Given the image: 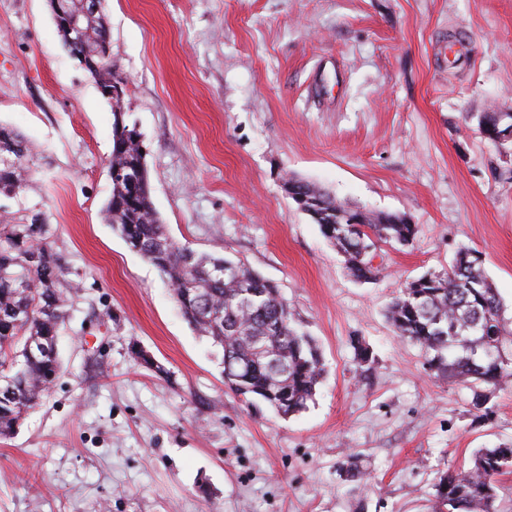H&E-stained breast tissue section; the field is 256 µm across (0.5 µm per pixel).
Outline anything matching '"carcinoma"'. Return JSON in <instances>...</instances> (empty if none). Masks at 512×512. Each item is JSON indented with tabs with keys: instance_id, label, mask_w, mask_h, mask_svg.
<instances>
[{
	"instance_id": "obj_1",
	"label": "carcinoma",
	"mask_w": 512,
	"mask_h": 512,
	"mask_svg": "<svg viewBox=\"0 0 512 512\" xmlns=\"http://www.w3.org/2000/svg\"><path fill=\"white\" fill-rule=\"evenodd\" d=\"M82 16L81 41L92 55L110 42L103 12L83 15V0H66ZM122 122L112 124L109 169L136 174L135 188L111 177L105 219L127 246L170 283L182 317L222 352L224 384L236 395L256 399L288 417L306 409L324 373L314 338L296 322L279 289L241 262L198 253L168 234L151 198L146 155L137 144V122L123 99L110 101ZM32 149L25 136L0 125V197L17 198L31 179ZM322 235L345 257L352 277L375 276L360 242L374 235L402 247L414 224H386L380 213L354 209L307 181H297ZM354 210L359 222L347 224ZM52 242L41 212L0 219V438L11 437L60 371L59 356L27 352L30 338L58 342L75 284ZM387 317L394 331L418 346L430 368L471 382L479 410L488 391L512 379V332L504 304L475 251H458L448 271L409 282L392 300ZM512 467V445L478 449L471 466L449 471L436 485L439 512H497L496 477Z\"/></svg>"
}]
</instances>
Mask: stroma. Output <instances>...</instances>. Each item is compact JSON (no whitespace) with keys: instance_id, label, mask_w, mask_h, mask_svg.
Here are the masks:
<instances>
[{"instance_id":"obj_1","label":"stroma","mask_w":512,"mask_h":512,"mask_svg":"<svg viewBox=\"0 0 512 512\" xmlns=\"http://www.w3.org/2000/svg\"><path fill=\"white\" fill-rule=\"evenodd\" d=\"M103 7L169 235L275 283L325 375L287 418L225 386L170 284L103 218L110 105L48 0H0V124L34 153L27 191L6 206L45 212L77 285L60 374L0 440V512H433L443 473L512 444V384L474 409L469 385L431 372L386 310L470 247L512 329V145L477 120L512 112V0ZM292 176L405 216L412 245L376 243L375 278L355 281L288 196ZM352 452L358 480L342 468Z\"/></svg>"}]
</instances>
